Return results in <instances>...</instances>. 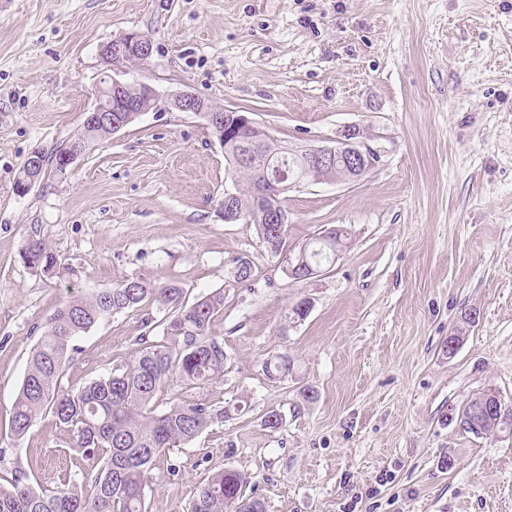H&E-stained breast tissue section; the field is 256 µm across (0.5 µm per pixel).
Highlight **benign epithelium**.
<instances>
[{
  "instance_id": "benign-epithelium-1",
  "label": "benign epithelium",
  "mask_w": 512,
  "mask_h": 512,
  "mask_svg": "<svg viewBox=\"0 0 512 512\" xmlns=\"http://www.w3.org/2000/svg\"><path fill=\"white\" fill-rule=\"evenodd\" d=\"M152 54V44L138 33H125L113 42L103 46L100 56L104 64V77L96 87L95 99L90 108L85 111L84 119L90 124L109 122L112 132L120 131L131 119L151 110H176L178 112H193L201 117L209 116L215 120L214 114L207 113L201 98L189 91H182L170 97H165L152 85L141 82L142 91L140 101L127 99L125 92L130 82L119 78L118 64L135 55L142 60L148 59ZM114 112H126L128 116L116 120L112 118ZM249 129L253 133V144L249 150L263 152L273 159L264 171L260 183L255 189V207L258 217L269 224L288 223L287 212L283 207L279 195L284 194L292 185L274 162L278 153L283 151L277 140L272 138L265 130L246 113L239 110L228 109L224 114V138L219 140L222 148L226 149L235 144L237 133ZM303 163H313L320 166L325 173V180L336 182H355L359 180L374 162V153L359 140V131L355 128L347 129L343 138L334 147H321L305 150L296 155ZM29 168L32 174L20 183L17 193L27 194L36 184L42 172L41 158L29 155ZM286 273L295 280H308L319 273V268L312 267L306 254L298 259L288 258Z\"/></svg>"
}]
</instances>
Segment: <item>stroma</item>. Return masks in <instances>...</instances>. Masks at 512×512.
<instances>
[{"label": "stroma", "mask_w": 512, "mask_h": 512, "mask_svg": "<svg viewBox=\"0 0 512 512\" xmlns=\"http://www.w3.org/2000/svg\"><path fill=\"white\" fill-rule=\"evenodd\" d=\"M128 32L153 53L123 64L127 81L249 112L289 151L359 130L377 156L360 180H310L284 198L289 248L349 234L316 277L289 278L254 225L224 222V150L190 112L144 113L65 176L46 169L16 193L32 151L77 133L101 47ZM33 239L74 274L27 266ZM242 258L253 275L238 283ZM129 278L192 301L224 293L212 325L223 379L173 378L157 400L229 413L157 459L152 512H187L227 467L265 512H512V431L457 421L487 390L512 407V0H0V485H62L69 433L49 415L10 431L28 354L64 302ZM166 316L148 301L98 322L62 387L132 363ZM283 353L288 373L268 377Z\"/></svg>", "instance_id": "stroma-1"}]
</instances>
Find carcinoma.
I'll use <instances>...</instances> for the list:
<instances>
[{
	"label": "carcinoma",
	"instance_id": "carcinoma-1",
	"mask_svg": "<svg viewBox=\"0 0 512 512\" xmlns=\"http://www.w3.org/2000/svg\"><path fill=\"white\" fill-rule=\"evenodd\" d=\"M111 135L108 126L85 123L66 146L79 148ZM266 163L267 157L260 156L247 168L233 169L232 178L247 180V188L237 192L239 222L254 225L267 251L280 256L286 248L288 227L275 235L274 225L259 224L253 218V184ZM283 168L301 180L321 177L291 156L283 159ZM340 243H347V232L327 228L310 243L308 259L320 264L336 255ZM22 259L47 276L74 273L40 239L27 244ZM146 301L168 310L162 340L142 336L132 364L116 366L73 389H61L59 380L69 362L72 342L101 319ZM223 308L222 291L189 303L176 285L149 284L138 278L125 279L59 307L30 352L10 430L13 436L23 437L48 413L55 424L70 433L71 447L80 459L73 476L56 491L19 478L8 487L0 485V512H151L146 488L156 459L178 443L195 440L228 414L226 408L199 400L176 402L163 410L155 402L173 375L191 388L224 377V345L211 332L213 318ZM503 425L512 428L509 407L499 420L487 421L478 429L469 427L466 432L487 434ZM246 487V478L236 470H219L200 488L191 512H226L232 504L235 512H251L261 502L247 495Z\"/></svg>",
	"mask_w": 512,
	"mask_h": 512
}]
</instances>
